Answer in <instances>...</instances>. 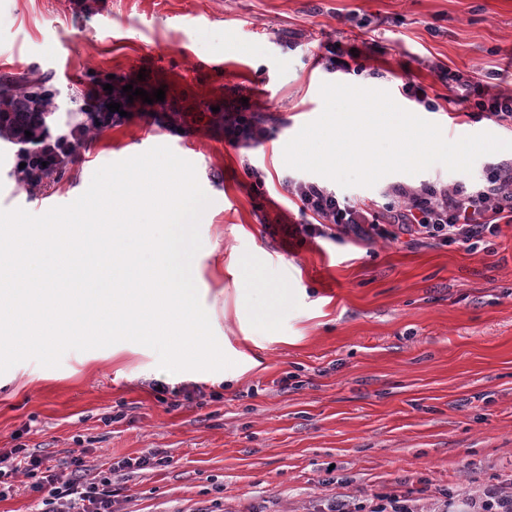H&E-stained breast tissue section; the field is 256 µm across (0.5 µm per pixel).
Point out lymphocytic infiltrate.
Returning a JSON list of instances; mask_svg holds the SVG:
<instances>
[{"mask_svg": "<svg viewBox=\"0 0 512 512\" xmlns=\"http://www.w3.org/2000/svg\"><path fill=\"white\" fill-rule=\"evenodd\" d=\"M448 109L497 125H512V97L490 92L480 80H460L448 88ZM224 140L237 148H251L270 141L275 130L241 101L225 103ZM285 189L301 217L288 227L289 236H326L328 231L372 242L409 240L413 245L463 246L467 250H492L502 225L512 224V162L488 165L478 186L424 183L417 187L396 185L394 200L385 206L352 201L311 181L286 179ZM41 460L15 448L0 455V485L16 471H25L32 492L41 496V512H112V476L84 477L83 459L68 462L70 476L41 470Z\"/></svg>", "mask_w": 512, "mask_h": 512, "instance_id": "f902f5d3", "label": "lymphocytic infiltrate"}]
</instances>
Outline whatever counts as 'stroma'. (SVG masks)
<instances>
[{
  "instance_id": "obj_1",
  "label": "stroma",
  "mask_w": 512,
  "mask_h": 512,
  "mask_svg": "<svg viewBox=\"0 0 512 512\" xmlns=\"http://www.w3.org/2000/svg\"><path fill=\"white\" fill-rule=\"evenodd\" d=\"M358 47L362 74L324 69L326 45ZM497 73L512 95V0H0V93L28 79L55 91L49 132L89 123L95 81L144 75L176 104L93 131L74 161L34 188L17 145L0 142V209L40 215L70 204L101 166L169 146L211 198L192 276L234 380L167 373L157 353L122 341L67 351L59 367L28 360L0 381V454L27 449L44 466L81 457L111 472L115 512H327L414 490L418 512L442 491L463 499L512 485V224L493 252L385 240L289 238L298 223L283 177L285 144L323 111L322 82L387 91L451 141L512 127L428 111L411 80L446 97L448 74ZM247 98L276 130L255 150L225 144L212 115ZM436 164L374 186L319 184L387 203L392 186L477 184ZM265 173L254 192L246 165ZM256 284L241 291L242 281ZM292 385H285L288 376ZM157 449L168 465L134 473L117 461Z\"/></svg>"
}]
</instances>
